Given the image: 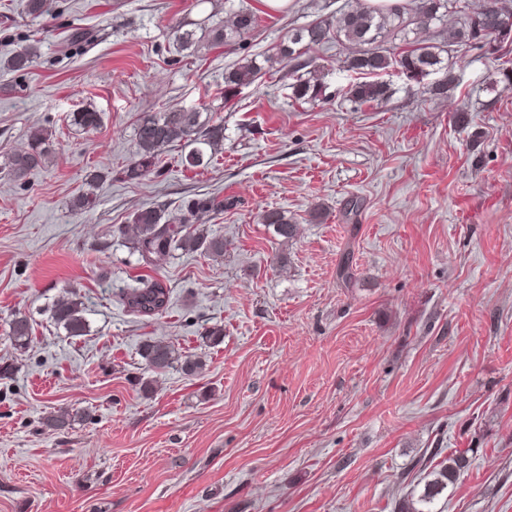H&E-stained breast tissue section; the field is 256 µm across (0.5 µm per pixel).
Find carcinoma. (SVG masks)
Returning <instances> with one entry per match:
<instances>
[{"label": "carcinoma", "mask_w": 512, "mask_h": 512, "mask_svg": "<svg viewBox=\"0 0 512 512\" xmlns=\"http://www.w3.org/2000/svg\"><path fill=\"white\" fill-rule=\"evenodd\" d=\"M500 0H483L479 8L466 15L463 24L448 38L450 43L478 45L495 51L503 44L512 42V14L509 26H503L496 12ZM460 9L458 0H403L396 5L378 4L361 6L353 10H341L331 20L294 29L288 40L279 46L282 58L295 62L296 70L306 68L298 62L301 54L297 48L320 46L332 39L356 47L347 59V68L368 74H379L396 65L409 77L429 75L448 68L441 57L440 47L432 39H416L399 56H391L381 47V42L390 35L429 31L443 20L448 12ZM257 24L255 14L241 8L233 12L232 22L225 28L215 27V37L231 44L244 40ZM175 42L181 51H193L200 39L197 30L180 23L174 26ZM39 47L29 45L12 55L6 66L12 70H24L35 62ZM262 66L255 58H244L236 67L224 73V100L236 96L239 88L250 84L258 76ZM292 97L308 103L325 99V84L318 71H308L289 84ZM390 87L383 82L367 81L354 85L349 97L355 101L383 102ZM77 126L94 130L101 124L98 112L85 110L73 114ZM138 159L127 169L130 179H139L152 173L160 162L163 151L179 145L186 153L181 155V164L186 167H205L211 159L224 149V123L213 119L196 108L171 106L162 112H145L135 128ZM53 152L52 133L41 130L28 141L26 148L12 153L4 168L14 181L24 182L34 169L43 166ZM98 178L93 176L86 182L87 189L78 194L72 209L87 211L95 207ZM224 203L215 197L191 198L184 202L179 223L163 221L162 211L155 207H144L133 216V235L129 238L131 249L143 260L168 257L173 252L199 251L212 258L224 256V238L210 232L203 224V217L221 211ZM263 223L273 227L277 236L292 239L297 232L284 212L268 210L263 214ZM123 301L129 310L139 316H151L166 311L170 304V290L158 281H146L123 293ZM54 323L72 337L84 336L89 329L82 302L63 297L57 299L51 309ZM9 337L19 349L31 342V325L24 316H14L9 325ZM140 355L149 370L164 372L180 364L183 373L194 375L202 369L196 359H180L176 349L162 340L146 339L140 345ZM92 419L88 412L74 413L59 409L44 419V427L51 431L70 428L78 417ZM472 458L468 451H454L427 474L423 491L417 498H408L399 504L401 512H432V505L449 488H454L459 478L470 468Z\"/></svg>", "instance_id": "1"}]
</instances>
